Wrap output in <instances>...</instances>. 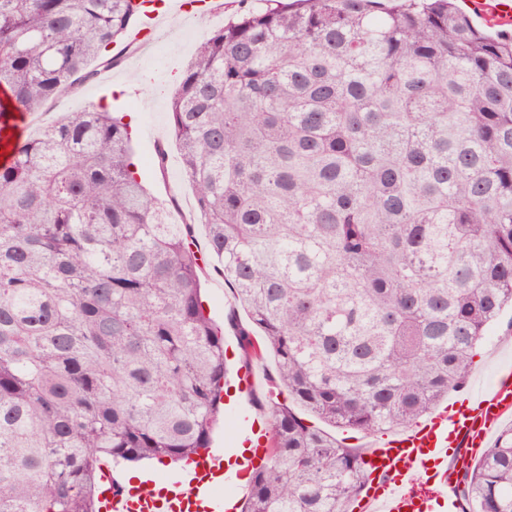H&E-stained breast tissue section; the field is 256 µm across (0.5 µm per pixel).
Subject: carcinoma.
<instances>
[{"label": "carcinoma", "mask_w": 512, "mask_h": 512, "mask_svg": "<svg viewBox=\"0 0 512 512\" xmlns=\"http://www.w3.org/2000/svg\"><path fill=\"white\" fill-rule=\"evenodd\" d=\"M238 0L172 95L207 245L269 355L270 451L243 512H351L360 451L304 422L405 430L463 388L512 308V32L457 0ZM139 0H0V512H94L100 465L208 450L226 366L188 225L129 125L91 105ZM288 393L290 402L279 396ZM512 512V426L458 477Z\"/></svg>", "instance_id": "obj_1"}]
</instances>
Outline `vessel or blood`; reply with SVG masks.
<instances>
[{
	"label": "vessel or blood",
	"instance_id": "b4317fda",
	"mask_svg": "<svg viewBox=\"0 0 512 512\" xmlns=\"http://www.w3.org/2000/svg\"><path fill=\"white\" fill-rule=\"evenodd\" d=\"M472 9L512 30V0H470ZM185 0H148L137 39H149L165 15L186 11ZM512 417V377L502 376L472 396L456 413L434 412L396 437L376 442L364 454L369 480L357 495L358 512H432L435 504L456 505L457 493L449 469H464L490 443L498 425ZM249 456L240 465L251 468L268 452L266 437L243 430ZM223 479L234 486L235 470L225 467L223 449H215L205 467L168 476L158 490L147 493L135 483L124 484L104 467L105 490L100 512H227L228 501L215 495L213 484Z\"/></svg>",
	"mask_w": 512,
	"mask_h": 512
}]
</instances>
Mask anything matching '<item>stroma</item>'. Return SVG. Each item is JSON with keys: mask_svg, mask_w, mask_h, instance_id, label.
<instances>
[{"mask_svg": "<svg viewBox=\"0 0 512 512\" xmlns=\"http://www.w3.org/2000/svg\"><path fill=\"white\" fill-rule=\"evenodd\" d=\"M224 13L207 19L179 16L169 20L159 38L150 45L128 44L121 63L110 70V83L97 80L86 84L78 94L59 97L50 109L51 116L79 112L92 104H102L113 112H131L136 116L132 129L134 159L147 189L162 200L175 199L177 207L171 210V221L188 224L193 229L196 251L201 259L200 279L204 288L207 313L224 329V348L228 360L230 386L224 397L225 408L243 403L239 379L244 374L240 361L238 336L227 325L229 313L239 320L247 314L239 309L224 279L214 269V262L206 246V227L201 224L195 208L193 191L184 175L180 151L175 142L169 113L171 96L182 73L199 45L211 30L228 22L237 0H223ZM123 85L122 94H114L113 85ZM165 148V161H158L157 148ZM512 372V310L505 311L479 347V355L467 377L463 390L449 393V401L463 399L480 386L491 383L500 373Z\"/></svg>", "mask_w": 512, "mask_h": 512, "instance_id": "obj_1", "label": "stroma"}]
</instances>
